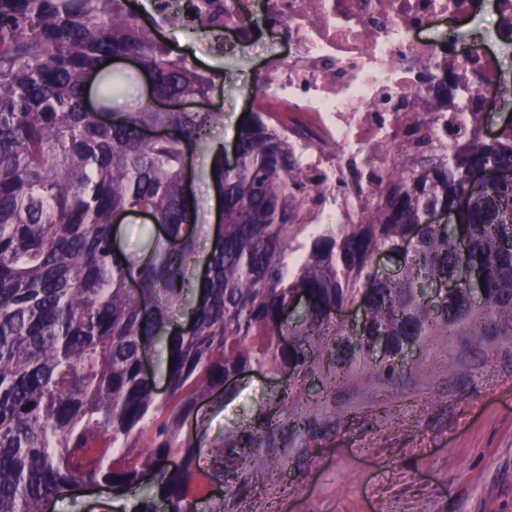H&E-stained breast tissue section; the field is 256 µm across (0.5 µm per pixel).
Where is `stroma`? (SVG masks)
Wrapping results in <instances>:
<instances>
[{
	"instance_id": "35a3bbf8",
	"label": "stroma",
	"mask_w": 512,
	"mask_h": 512,
	"mask_svg": "<svg viewBox=\"0 0 512 512\" xmlns=\"http://www.w3.org/2000/svg\"><path fill=\"white\" fill-rule=\"evenodd\" d=\"M132 3L157 38L219 75L210 109L223 118L188 158L198 274L218 221L210 148L232 152L260 55H211L201 38L157 21L151 0ZM289 388L280 375L250 371L201 399L183 429L200 446L199 512H512V336L479 346L436 337L407 355L395 385L373 376L326 392L307 380L300 426L283 418L278 396ZM263 415L277 419L274 445L224 447Z\"/></svg>"
}]
</instances>
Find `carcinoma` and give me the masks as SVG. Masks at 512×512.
<instances>
[{"instance_id":"cac0c4a2","label":"carcinoma","mask_w":512,"mask_h":512,"mask_svg":"<svg viewBox=\"0 0 512 512\" xmlns=\"http://www.w3.org/2000/svg\"><path fill=\"white\" fill-rule=\"evenodd\" d=\"M126 55L160 96L204 100L215 86L139 23L130 0H0V512H44L74 486L125 497L153 481L164 512H197L198 449L183 424L226 377L255 367L330 387L366 369L394 382L400 355L434 336H512V180L471 179L476 168H512L511 122L449 154L435 123L409 113L415 162L389 171L362 223L303 224L294 152L268 113L252 110L235 138L236 166L213 152L222 215L205 273L190 278L196 203L183 163L222 113L145 102L101 119L87 104L89 82L105 76L104 103L120 94L124 75L106 61ZM429 89L432 111H447L454 75ZM150 127L169 134L147 139ZM462 197L458 223H424ZM140 211L169 242L149 241L132 260L114 232ZM383 251L400 255L398 274L375 265ZM434 284L445 287L437 298L421 294ZM300 290L316 304L283 320ZM353 302L364 307L360 325L332 317ZM183 304L189 324L174 327ZM157 351L161 397L141 374ZM274 439L263 418L224 447Z\"/></svg>"}]
</instances>
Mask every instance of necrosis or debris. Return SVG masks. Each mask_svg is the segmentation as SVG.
Returning <instances> with one entry per match:
<instances>
[{
	"mask_svg": "<svg viewBox=\"0 0 512 512\" xmlns=\"http://www.w3.org/2000/svg\"><path fill=\"white\" fill-rule=\"evenodd\" d=\"M218 7L212 48H249L258 32L244 21L259 11L265 29L288 47L268 58L256 83L259 102L294 148L310 178L308 224L360 223L368 200L349 187L352 170L386 174L400 161L405 115L430 116L424 74L451 68L482 111H497L512 74L497 65L495 43L457 33L484 8L496 31H512V0H153L159 17L199 24ZM445 27L446 43L430 33Z\"/></svg>",
	"mask_w": 512,
	"mask_h": 512,
	"instance_id": "1",
	"label": "necrosis or debris"
}]
</instances>
